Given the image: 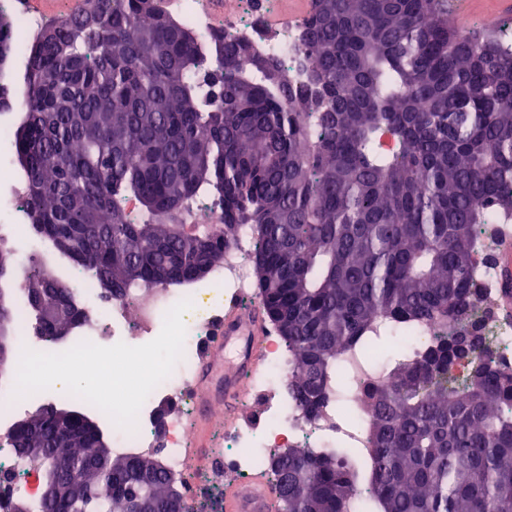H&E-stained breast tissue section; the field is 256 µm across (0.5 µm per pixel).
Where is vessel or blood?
Returning <instances> with one entry per match:
<instances>
[{
    "label": "vessel or blood",
    "mask_w": 512,
    "mask_h": 512,
    "mask_svg": "<svg viewBox=\"0 0 512 512\" xmlns=\"http://www.w3.org/2000/svg\"><path fill=\"white\" fill-rule=\"evenodd\" d=\"M36 11L68 15L87 9L88 0H28ZM497 286L505 317H512V238L504 237L496 261ZM265 320L260 310L240 312L229 307L208 341L194 383L195 417L191 423L193 441L186 452V463L205 468L212 463L211 424L214 400L211 386L216 370L224 372V418H238V397L246 374L253 371L262 354ZM275 497L272 485L260 475L248 480H230L224 489V512H269Z\"/></svg>",
    "instance_id": "1"
}]
</instances>
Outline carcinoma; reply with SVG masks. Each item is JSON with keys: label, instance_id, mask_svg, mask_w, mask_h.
I'll return each instance as SVG.
<instances>
[{"label": "carcinoma", "instance_id": "cac0c4a2", "mask_svg": "<svg viewBox=\"0 0 512 512\" xmlns=\"http://www.w3.org/2000/svg\"><path fill=\"white\" fill-rule=\"evenodd\" d=\"M15 32L0 13V47L24 57L22 118L4 130L37 235L122 294L198 281L255 226L258 295L310 418L340 354L388 349L386 377L362 386L368 447L296 448L276 468L269 452L275 512H512V369L486 335L481 253L487 226L512 223V43L448 25V0H312L297 88L221 34L205 54L158 0H90L32 43ZM204 193L224 223L182 232ZM56 288L76 300L32 262L21 291L51 305ZM15 323L1 295L11 361ZM412 326L433 344L390 349ZM59 414L82 416L46 408L22 437L81 480L30 512H125L138 493L168 509L151 457L95 435L63 446Z\"/></svg>", "mask_w": 512, "mask_h": 512}]
</instances>
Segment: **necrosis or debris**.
I'll return each instance as SVG.
<instances>
[{"instance_id":"obj_1","label":"necrosis or debris","mask_w":512,"mask_h":512,"mask_svg":"<svg viewBox=\"0 0 512 512\" xmlns=\"http://www.w3.org/2000/svg\"><path fill=\"white\" fill-rule=\"evenodd\" d=\"M279 8V0H226L223 18H215L202 0H172L170 15L191 28L201 42H208L216 33L249 45L263 57L274 60L291 83L303 79L307 60L301 49V18H293L278 27H269L267 18ZM252 240L250 231L239 234V245L230 250L223 266L212 276L210 288H194L182 292L177 288H157L149 293L131 292L122 297L102 298L93 272L78 279L77 296L89 310L88 320L76 343L97 349L111 347L113 359L128 353L132 336L152 337L160 323H167L165 340L168 350L178 353L177 368L172 373L148 383L140 400L133 406H121L112 414V447L116 453L159 454L173 474L184 469V451L189 446L190 413L158 424L154 404L163 398L173 404H187L185 382L195 370L191 351L197 350L209 334L212 318L210 308L219 297L238 300L252 297L245 287L249 271L242 258L244 246ZM294 367L288 350L276 339H269L264 372L251 382L252 392L262 394L263 423L256 427L238 428L225 437L233 448V460L239 474H248L259 467L271 449L289 443L293 448H332L343 442L352 448L366 445L364 422L372 417L369 407L353 411L352 420H345L337 411L345 404L344 394H337L332 409L320 417H305L282 394Z\"/></svg>"}]
</instances>
